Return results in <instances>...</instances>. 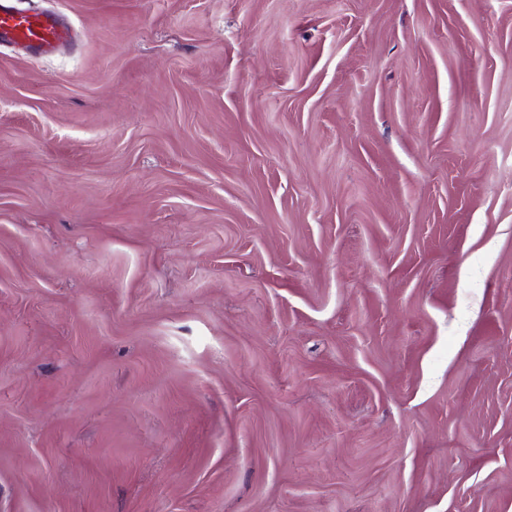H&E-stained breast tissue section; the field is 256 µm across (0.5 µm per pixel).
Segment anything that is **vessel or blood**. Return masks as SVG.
Here are the masks:
<instances>
[{
  "instance_id": "1",
  "label": "vessel or blood",
  "mask_w": 512,
  "mask_h": 512,
  "mask_svg": "<svg viewBox=\"0 0 512 512\" xmlns=\"http://www.w3.org/2000/svg\"><path fill=\"white\" fill-rule=\"evenodd\" d=\"M73 30L50 12L17 10L12 0H0V46L22 48L43 55L71 44Z\"/></svg>"
}]
</instances>
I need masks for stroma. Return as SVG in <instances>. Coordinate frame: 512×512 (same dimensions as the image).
Returning a JSON list of instances; mask_svg holds the SVG:
<instances>
[{"mask_svg": "<svg viewBox=\"0 0 512 512\" xmlns=\"http://www.w3.org/2000/svg\"><path fill=\"white\" fill-rule=\"evenodd\" d=\"M0 512H512V0H17ZM12 0L0 1V46L52 54L74 41L73 30L50 12L19 11Z\"/></svg>", "mask_w": 512, "mask_h": 512, "instance_id": "stroma-1", "label": "stroma"}]
</instances>
